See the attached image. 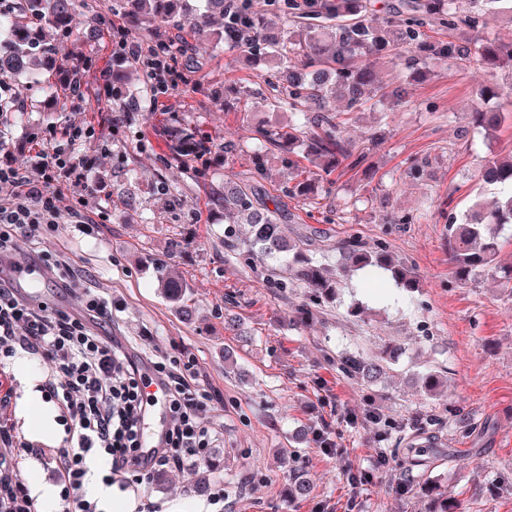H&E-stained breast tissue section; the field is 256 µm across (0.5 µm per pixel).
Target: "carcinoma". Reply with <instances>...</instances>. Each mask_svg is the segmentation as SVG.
Segmentation results:
<instances>
[{
  "label": "carcinoma",
  "mask_w": 512,
  "mask_h": 512,
  "mask_svg": "<svg viewBox=\"0 0 512 512\" xmlns=\"http://www.w3.org/2000/svg\"><path fill=\"white\" fill-rule=\"evenodd\" d=\"M112 0L110 11L121 15L151 16L164 24H186L197 34L207 31L213 13L224 17L223 43L234 50L249 54L257 51L281 70L276 81L265 82V88L251 90L247 96L276 107H288L293 113L286 127L259 132L253 148L255 157L264 158L268 151L282 153L281 161L302 177L294 190L302 195L311 193L305 176L307 165L296 159L295 145L304 146L302 159L314 167H356L364 156L356 154V146L344 135L345 119L328 109L331 97L343 99L350 109L368 102L395 96L398 89L389 88L378 79L370 67H360L357 60L372 55L377 60L392 57L403 59L404 68L421 74L432 66L452 67L468 62L471 49L459 43L453 31L461 23L477 29L485 11H505L512 15V0H471L474 10L462 18L448 12V38L431 41L430 54L416 56L413 46L426 41V33L418 14L438 15L452 4V0H404L408 17L378 21L365 18L363 0H312L318 12L334 25L299 26L290 30L286 18L246 17L228 4V0ZM84 20L79 11V0H15L0 8V80L10 83L37 72L36 83L45 84L70 100L72 71L83 75L96 68V57L91 55L70 65L56 59V41L82 33ZM150 53L173 63V76L182 77L178 58L187 53V47L167 49L163 43H153ZM476 53L480 60L492 64L512 65V41L481 39ZM474 126L495 129L501 125L502 112L475 109ZM171 153L165 165L183 167L193 165L197 179L208 177L203 154L212 148V142L197 128L179 125L170 132ZM479 176L489 185L500 188L499 198L490 208L481 201L472 203L460 217L448 220V264L456 282L465 284L478 272H485L500 284L512 286V264L499 261L500 230L512 225V158L492 156L481 166ZM215 206L224 210V223L246 224L250 227L249 251L258 252L267 260L280 263L293 256L292 277L273 281L280 294L288 287L304 289L307 299L332 302L350 286L353 276L362 271L368 277L387 274L394 281L398 297L410 296L420 288V280L408 265L393 260L387 250L373 252L364 249L356 240L340 247L341 262L331 271L313 258L303 255L302 239L288 235V216L278 205H268L265 194L253 182L224 180V191L213 197ZM164 298L181 313L188 312V287L174 275L161 277ZM398 348L385 350L377 359L347 354L338 359V366L346 375L367 383H378L386 378L387 363L395 358ZM446 383L442 371L429 368L417 374V384L427 397L441 394ZM293 479L291 497L308 494L310 484L305 466L299 458L292 459ZM429 500V512H458L460 504L435 485L422 484L417 488Z\"/></svg>",
  "instance_id": "obj_1"
}]
</instances>
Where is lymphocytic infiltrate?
Masks as SVG:
<instances>
[{"label":"lymphocytic infiltrate","instance_id":"1","mask_svg":"<svg viewBox=\"0 0 512 512\" xmlns=\"http://www.w3.org/2000/svg\"><path fill=\"white\" fill-rule=\"evenodd\" d=\"M95 136L90 126H70L63 138L47 130L35 153L33 178L0 164V185L14 189L11 199L0 202V255L14 251L22 238L54 230L64 213L75 224L108 221L107 209L88 216L86 197L66 205L56 189L63 177L85 182L73 153ZM111 323L112 312L99 294L87 293L83 311L74 313L32 302L0 275V365L23 353L49 363L38 389L56 407L66 432L54 457L66 512H101L99 499L85 492L90 478L138 498L156 473L168 468L193 472L212 445L202 421L212 395L201 387L194 360L157 361L142 374L139 355L128 341L113 336ZM152 383L162 389L167 418L158 448L141 444V417L153 403L144 389ZM12 431L0 420V512H37Z\"/></svg>","mask_w":512,"mask_h":512}]
</instances>
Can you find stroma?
Here are the masks:
<instances>
[{"instance_id":"1","label":"stroma","mask_w":512,"mask_h":512,"mask_svg":"<svg viewBox=\"0 0 512 512\" xmlns=\"http://www.w3.org/2000/svg\"><path fill=\"white\" fill-rule=\"evenodd\" d=\"M92 10L111 16L130 38L167 41L173 28L148 18L130 21L111 15V0H88ZM200 69L162 96H154L143 69L124 62L123 81L103 86L98 73L85 78L81 104L59 102L53 112L15 113L6 126L0 161L34 175V125H90L96 139L75 151L96 194L90 208L106 207L109 223L84 230L61 223L51 233L25 239L20 247L31 259L59 258L57 275L41 282L43 301L63 307L81 303L91 289L112 304L117 335L152 360L192 355L201 380L216 395L205 423L214 434L209 450L219 467L211 481H223L224 512H426L423 498L403 496L401 483L436 482L461 512H512V296L491 276L457 283L448 265L446 224L474 197L492 202L497 191L478 173L490 155H512V67L488 69L475 62L465 70L435 69L415 81L408 71L376 67L393 80L401 100L374 110L347 112L349 135L366 162L354 169L317 171L319 190L303 200L283 196L294 178L280 155L267 157L262 190L278 199L288 214L291 233L327 239L330 250L312 249L310 257L335 264L337 247L356 238L366 248L386 247L411 265L421 287L411 299L395 300L392 280L354 278L333 303L312 306L305 322L292 325L303 303V289L280 295L268 288L265 260L250 259L224 237V213L208 197L225 176H252V147L258 124H286L288 115L265 102L246 99V90L273 76L267 62L232 50L218 51L213 41L191 37ZM494 82L506 94L491 109L507 118L493 133L474 128L470 114L481 100L477 90ZM111 109L98 111V99ZM152 110L149 125L133 122L112 128V112L130 100ZM201 129L215 142L231 143L210 156L207 181L191 170L168 168L164 134L177 124ZM178 186L175 197L156 192L160 179ZM182 242L174 250V242ZM187 282L193 316L184 319L160 294L159 266ZM234 299L250 340L224 327L219 310ZM365 302L377 315L350 316L351 304ZM402 354L384 383L369 385L336 365L342 353L380 355L388 344ZM232 351L242 377L225 373L224 353ZM435 367L445 371L441 397L428 398L412 385V374ZM43 360L22 358L0 367V387L14 388L12 421L22 441L45 449L64 436L56 413L36 388ZM374 407L383 419L402 423L437 416L442 426L427 465L414 467L409 454L412 432H390L379 441L377 425L363 413ZM465 415L468 430L456 417ZM312 427L337 448L325 455L320 444H297V429ZM306 461L312 492L290 499L289 458ZM146 501L165 512H201L205 499L189 493L182 473L169 470L163 484H149Z\"/></svg>"}]
</instances>
